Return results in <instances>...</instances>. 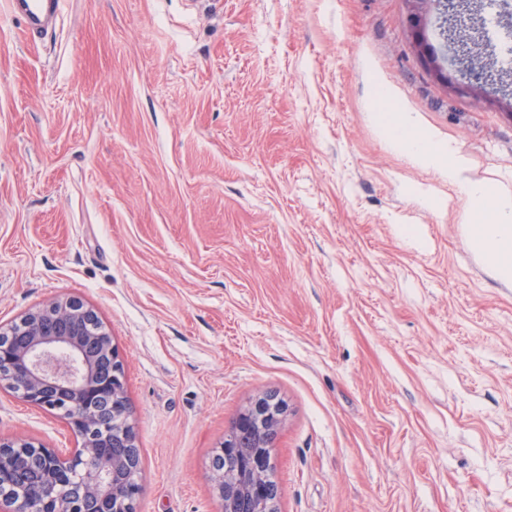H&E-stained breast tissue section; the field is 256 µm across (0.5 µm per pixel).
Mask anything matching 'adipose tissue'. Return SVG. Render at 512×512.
<instances>
[{"label": "adipose tissue", "instance_id": "adipose-tissue-1", "mask_svg": "<svg viewBox=\"0 0 512 512\" xmlns=\"http://www.w3.org/2000/svg\"><path fill=\"white\" fill-rule=\"evenodd\" d=\"M382 133L397 151L411 159L443 167L449 182L457 184L469 201L462 217L469 247L489 260L502 279L512 281V197L463 180L459 158L414 130L405 116L395 118Z\"/></svg>", "mask_w": 512, "mask_h": 512}]
</instances>
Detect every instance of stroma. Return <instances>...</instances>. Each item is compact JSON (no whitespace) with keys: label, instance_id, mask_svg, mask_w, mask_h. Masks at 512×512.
Masks as SVG:
<instances>
[{"label":"stroma","instance_id":"1","mask_svg":"<svg viewBox=\"0 0 512 512\" xmlns=\"http://www.w3.org/2000/svg\"><path fill=\"white\" fill-rule=\"evenodd\" d=\"M405 0H61L38 46L0 0V324L71 295L107 326L136 512H222L212 458L286 417L280 512H512V281L468 202L381 133L406 113L512 196V118L451 91ZM0 437L70 450L0 390Z\"/></svg>","mask_w":512,"mask_h":512}]
</instances>
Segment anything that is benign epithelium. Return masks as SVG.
Listing matches in <instances>:
<instances>
[{"mask_svg":"<svg viewBox=\"0 0 512 512\" xmlns=\"http://www.w3.org/2000/svg\"><path fill=\"white\" fill-rule=\"evenodd\" d=\"M413 48L448 82L445 57L426 36L437 14L439 34L453 50V88L485 91V56L470 69L453 40L463 0H406ZM0 386L29 405L55 410L81 437L70 454L32 440L0 438V512H136L140 487L136 432L130 422L125 373L112 336L96 312L78 297L37 308L0 327ZM285 407L272 393L257 396L232 423L213 460L223 512H279L272 479L275 446Z\"/></svg>","mask_w":512,"mask_h":512,"instance_id":"7a95c632","label":"benign epithelium"}]
</instances>
